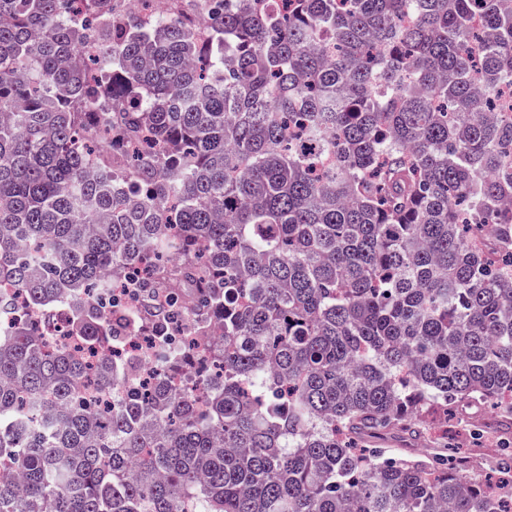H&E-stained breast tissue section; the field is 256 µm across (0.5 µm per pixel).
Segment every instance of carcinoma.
<instances>
[{"label":"carcinoma","mask_w":512,"mask_h":512,"mask_svg":"<svg viewBox=\"0 0 512 512\" xmlns=\"http://www.w3.org/2000/svg\"><path fill=\"white\" fill-rule=\"evenodd\" d=\"M112 2L0 0V512H512L352 447L512 412V0ZM0 292L1 295H7L10 298L9 303H11L10 308L6 311L8 313L7 318L3 320L4 327L13 326L25 320L27 317L26 308L22 306L24 299L9 284L2 283Z\"/></svg>","instance_id":"1"}]
</instances>
